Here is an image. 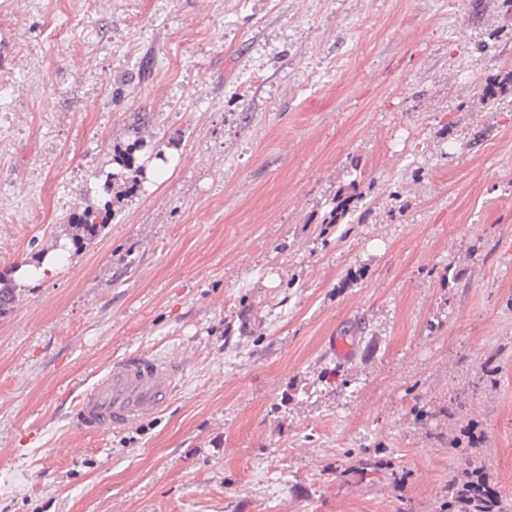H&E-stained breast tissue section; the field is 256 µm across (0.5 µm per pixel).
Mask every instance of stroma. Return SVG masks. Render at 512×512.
Here are the masks:
<instances>
[{
	"label": "stroma",
	"mask_w": 512,
	"mask_h": 512,
	"mask_svg": "<svg viewBox=\"0 0 512 512\" xmlns=\"http://www.w3.org/2000/svg\"><path fill=\"white\" fill-rule=\"evenodd\" d=\"M62 244L0 316V512H445L474 454L512 507V0H0V277ZM137 353L171 403L71 429ZM111 220L112 212L109 208L100 209L88 205L70 224L73 245L78 247L83 240L97 236ZM183 372L181 361L149 354L110 362L91 386L74 391L69 425L92 437L149 419L169 404Z\"/></svg>",
	"instance_id": "35a3bbf8"
}]
</instances>
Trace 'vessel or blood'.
Masks as SVG:
<instances>
[{
	"mask_svg": "<svg viewBox=\"0 0 512 512\" xmlns=\"http://www.w3.org/2000/svg\"><path fill=\"white\" fill-rule=\"evenodd\" d=\"M183 372L181 361L149 354L111 362L91 386L74 391L69 424L92 437L149 419L169 404Z\"/></svg>",
	"mask_w": 512,
	"mask_h": 512,
	"instance_id": "b4317fda",
	"label": "vessel or blood"
}]
</instances>
